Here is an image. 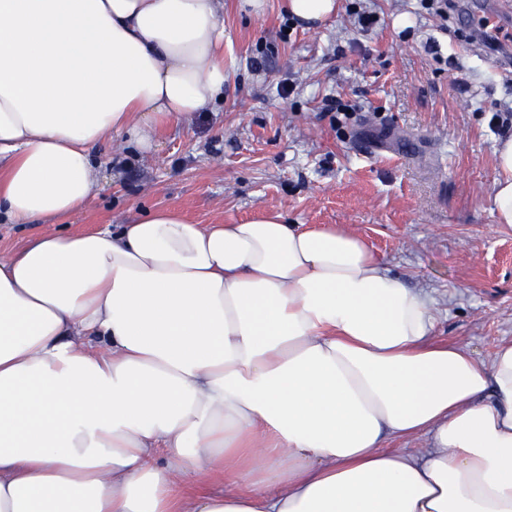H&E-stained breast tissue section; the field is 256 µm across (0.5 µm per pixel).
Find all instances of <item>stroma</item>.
Listing matches in <instances>:
<instances>
[{"instance_id":"stroma-1","label":"stroma","mask_w":512,"mask_h":512,"mask_svg":"<svg viewBox=\"0 0 512 512\" xmlns=\"http://www.w3.org/2000/svg\"><path fill=\"white\" fill-rule=\"evenodd\" d=\"M304 29L266 0L262 15L224 0V100L192 127H165L141 155L113 141L100 191L55 225L0 223V254L58 229L120 224L173 207L200 224L276 210L289 223L363 238L433 298V340L490 359L512 341V226L491 211L494 145L512 136V0H457L443 18L422 0H352ZM413 26L399 30L397 15ZM497 33L499 49L480 38Z\"/></svg>"}]
</instances>
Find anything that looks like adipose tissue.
Here are the masks:
<instances>
[{"instance_id":"1","label":"adipose tissue","mask_w":512,"mask_h":512,"mask_svg":"<svg viewBox=\"0 0 512 512\" xmlns=\"http://www.w3.org/2000/svg\"><path fill=\"white\" fill-rule=\"evenodd\" d=\"M226 79L224 0H0V223L81 212L101 145L154 150ZM434 326L363 240L279 213L31 238L0 257V512H512V342Z\"/></svg>"}]
</instances>
